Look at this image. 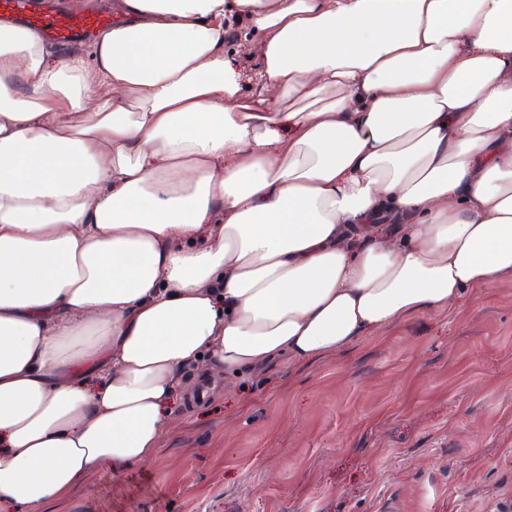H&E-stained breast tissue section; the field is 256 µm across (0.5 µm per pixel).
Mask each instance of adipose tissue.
<instances>
[{"label":"adipose tissue","instance_id":"ef3b65f1","mask_svg":"<svg viewBox=\"0 0 512 512\" xmlns=\"http://www.w3.org/2000/svg\"><path fill=\"white\" fill-rule=\"evenodd\" d=\"M505 279L512 0H122L62 58L0 18V512L155 459L189 367L230 385ZM245 17L230 19V35L224 44V55L229 57L241 75V91L244 95L256 93L258 85L256 75L260 60L252 51L254 37Z\"/></svg>","mask_w":512,"mask_h":512}]
</instances>
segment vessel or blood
<instances>
[{
    "mask_svg": "<svg viewBox=\"0 0 512 512\" xmlns=\"http://www.w3.org/2000/svg\"><path fill=\"white\" fill-rule=\"evenodd\" d=\"M0 16L19 18L60 46L112 23L111 15L104 11H61L36 5L34 0H0Z\"/></svg>",
    "mask_w": 512,
    "mask_h": 512,
    "instance_id": "1",
    "label": "vessel or blood"
}]
</instances>
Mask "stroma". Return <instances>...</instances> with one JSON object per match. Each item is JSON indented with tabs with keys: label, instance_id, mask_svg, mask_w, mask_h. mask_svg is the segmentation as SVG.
<instances>
[{
	"label": "stroma",
	"instance_id": "35a3bbf8",
	"mask_svg": "<svg viewBox=\"0 0 512 512\" xmlns=\"http://www.w3.org/2000/svg\"><path fill=\"white\" fill-rule=\"evenodd\" d=\"M246 18L224 44L255 94ZM151 462L50 512H502L512 507V281L466 291L308 365L177 400Z\"/></svg>",
	"mask_w": 512,
	"mask_h": 512
}]
</instances>
